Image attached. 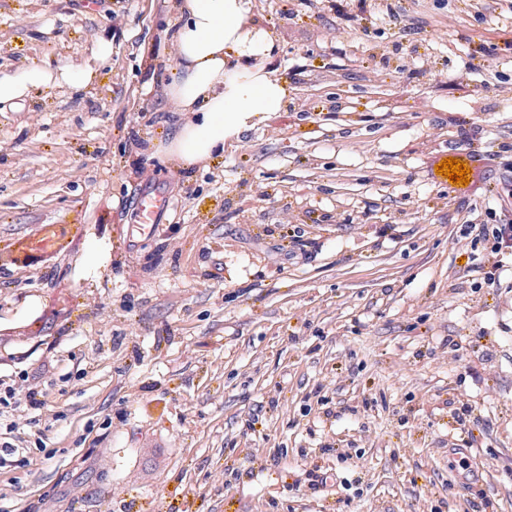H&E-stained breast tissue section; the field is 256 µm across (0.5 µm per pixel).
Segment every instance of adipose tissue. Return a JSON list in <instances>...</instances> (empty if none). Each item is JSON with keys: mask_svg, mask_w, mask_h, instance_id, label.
Returning <instances> with one entry per match:
<instances>
[{"mask_svg": "<svg viewBox=\"0 0 512 512\" xmlns=\"http://www.w3.org/2000/svg\"><path fill=\"white\" fill-rule=\"evenodd\" d=\"M248 0H184V21L175 33L178 76L167 95L186 118L170 134L163 152L183 165L224 149L226 141L253 128L260 115L285 107L288 91L266 61L275 44L245 20ZM90 69L65 63L30 65L0 75V105L17 104L31 89L66 85L82 88Z\"/></svg>", "mask_w": 512, "mask_h": 512, "instance_id": "1", "label": "adipose tissue"}]
</instances>
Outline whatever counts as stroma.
<instances>
[{
  "label": "stroma",
  "mask_w": 512,
  "mask_h": 512,
  "mask_svg": "<svg viewBox=\"0 0 512 512\" xmlns=\"http://www.w3.org/2000/svg\"><path fill=\"white\" fill-rule=\"evenodd\" d=\"M388 2L415 34L249 0L288 103L184 167L176 0H0L1 74H96L0 106V251L69 227L0 265V382L46 400L0 512H512V259L462 236L512 224V0Z\"/></svg>",
  "instance_id": "35a3bbf8"
}]
</instances>
